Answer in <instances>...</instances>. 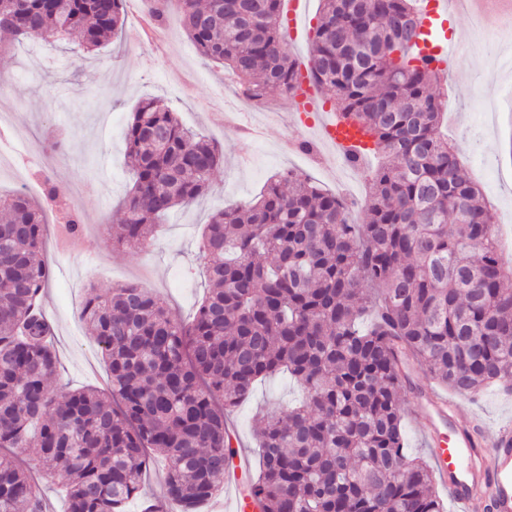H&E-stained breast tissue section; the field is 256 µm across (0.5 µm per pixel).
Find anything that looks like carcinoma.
Wrapping results in <instances>:
<instances>
[{
    "mask_svg": "<svg viewBox=\"0 0 512 512\" xmlns=\"http://www.w3.org/2000/svg\"><path fill=\"white\" fill-rule=\"evenodd\" d=\"M125 0H0V29L52 45L76 32L88 51L125 27ZM309 80L385 163L354 224L336 193L288 171L259 198L215 213L200 246L208 294L189 322L129 284L88 299L80 317L108 363V388L60 393L41 207L0 196V512H43L22 465L64 477L67 512H124L150 457L167 460L165 498L198 512L234 450L231 408L257 380L286 373L303 402L259 415L262 457L249 482L262 512H444L427 463L410 455L403 398L414 366L474 398L512 385V268L492 215L438 135L439 71L415 60V0H321ZM206 60L246 92L291 94L296 60L282 0H161ZM127 193L112 248L150 245L159 221L211 186L218 145L154 99L125 135ZM375 319L367 330L358 321Z\"/></svg>",
    "mask_w": 512,
    "mask_h": 512,
    "instance_id": "1",
    "label": "carcinoma"
}]
</instances>
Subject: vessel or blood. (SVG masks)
<instances>
[{
    "instance_id": "1",
    "label": "vessel or blood",
    "mask_w": 512,
    "mask_h": 512,
    "mask_svg": "<svg viewBox=\"0 0 512 512\" xmlns=\"http://www.w3.org/2000/svg\"><path fill=\"white\" fill-rule=\"evenodd\" d=\"M459 10L483 13L489 10L512 18V0H433L431 19L424 25L425 39L418 47L432 56L440 68L455 56L457 45L447 35L449 3ZM323 141L337 149L364 144L366 137L358 128L336 120L321 123ZM426 417L424 436L430 447V462L435 475L462 506L463 512H512V426L498 430L493 455H485L476 421L461 420L455 405L447 398L429 394L421 409ZM251 474V457L236 450L233 465L224 475V512H260L243 481Z\"/></svg>"
}]
</instances>
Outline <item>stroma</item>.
<instances>
[{
	"mask_svg": "<svg viewBox=\"0 0 512 512\" xmlns=\"http://www.w3.org/2000/svg\"><path fill=\"white\" fill-rule=\"evenodd\" d=\"M126 26L109 44L92 52L72 42L52 46L0 35V113L12 112L15 126L0 132L10 162L0 166V194L23 190L43 206L49 224L47 260L52 272L42 308L54 327L59 357L56 390L102 387L107 364L80 312L92 291L136 284L159 294L182 320H192L207 292L202 231L227 202H251L270 178L293 172L330 191H343L353 223L366 221L360 202L378 164L368 157L356 181L335 178L339 157L318 162L289 144L307 134L294 124L288 96L271 93L265 134L253 141L225 127L221 115L242 111L223 67L206 61L174 22L160 24L148 39L133 40V29L148 13L146 0H126ZM497 17L486 19V38L476 52L460 54L445 67L435 93L448 107L443 132L464 169L494 213L495 229L512 234V150L505 147L503 112L512 110V37L502 38ZM156 97L177 112L186 127L215 142L224 164L207 193L178 208L158 229L149 250L112 246L117 217L129 189L124 128L144 99ZM53 181L67 192L65 206L46 200ZM81 220L83 232L70 247L57 229L64 212ZM302 396L285 377L259 382L229 413L243 448L257 453L252 418L262 407L289 405ZM462 416L482 421L485 441L512 425V394L489 390L460 401Z\"/></svg>",
	"mask_w": 512,
	"mask_h": 512,
	"instance_id": "obj_1",
	"label": "stroma"
}]
</instances>
